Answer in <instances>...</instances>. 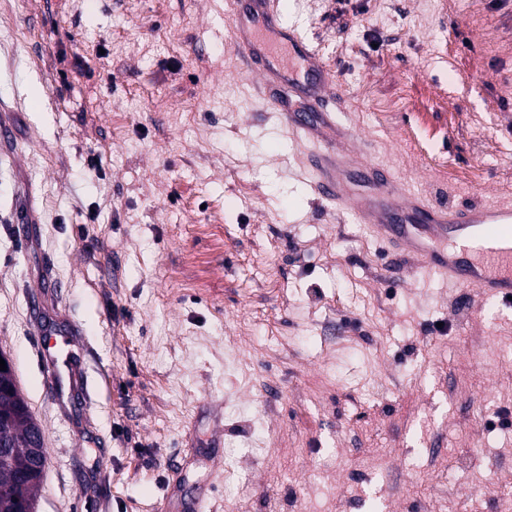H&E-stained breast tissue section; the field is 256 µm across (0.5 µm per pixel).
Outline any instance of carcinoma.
<instances>
[{
    "label": "carcinoma",
    "instance_id": "carcinoma-1",
    "mask_svg": "<svg viewBox=\"0 0 512 512\" xmlns=\"http://www.w3.org/2000/svg\"><path fill=\"white\" fill-rule=\"evenodd\" d=\"M32 419L19 390L0 389V432L8 433L12 439L8 457L0 460V486H9L20 497L33 501L40 480L30 476L27 433Z\"/></svg>",
    "mask_w": 512,
    "mask_h": 512
}]
</instances>
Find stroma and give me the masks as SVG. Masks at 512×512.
I'll return each mask as SVG.
<instances>
[{"instance_id": "obj_1", "label": "stroma", "mask_w": 512, "mask_h": 512, "mask_svg": "<svg viewBox=\"0 0 512 512\" xmlns=\"http://www.w3.org/2000/svg\"><path fill=\"white\" fill-rule=\"evenodd\" d=\"M275 5L354 160L512 203V0ZM0 351L38 512H512V307L313 192L224 0H0Z\"/></svg>"}]
</instances>
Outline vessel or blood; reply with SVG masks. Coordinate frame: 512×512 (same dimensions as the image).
Returning a JSON list of instances; mask_svg holds the SVG:
<instances>
[{
	"mask_svg": "<svg viewBox=\"0 0 512 512\" xmlns=\"http://www.w3.org/2000/svg\"><path fill=\"white\" fill-rule=\"evenodd\" d=\"M224 18L281 122L314 143L311 187L318 196L353 213L428 273L480 298L512 297L511 204L435 207L423 194H405L384 167L351 160L341 141L325 134L334 125L321 105L331 73L314 46L288 30L271 0H225ZM293 94L312 99L311 110L289 107Z\"/></svg>",
	"mask_w": 512,
	"mask_h": 512,
	"instance_id": "b4317fda",
	"label": "vessel or blood"
}]
</instances>
